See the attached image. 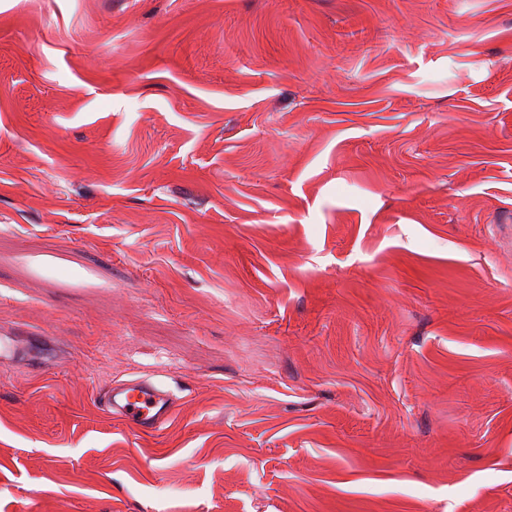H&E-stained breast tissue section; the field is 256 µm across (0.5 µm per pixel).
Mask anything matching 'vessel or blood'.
Instances as JSON below:
<instances>
[{
  "instance_id": "b4317fda",
  "label": "vessel or blood",
  "mask_w": 512,
  "mask_h": 512,
  "mask_svg": "<svg viewBox=\"0 0 512 512\" xmlns=\"http://www.w3.org/2000/svg\"><path fill=\"white\" fill-rule=\"evenodd\" d=\"M25 347H17L14 340L0 338V360L14 361L23 349L38 351L40 366H48L49 351L55 343L50 336H29ZM100 401L114 419L140 433H155L173 416L177 407L176 395L159 383L147 378H135L112 384L101 395Z\"/></svg>"
}]
</instances>
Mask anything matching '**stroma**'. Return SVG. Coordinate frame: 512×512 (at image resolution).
Instances as JSON below:
<instances>
[{"instance_id":"stroma-1","label":"stroma","mask_w":512,"mask_h":512,"mask_svg":"<svg viewBox=\"0 0 512 512\" xmlns=\"http://www.w3.org/2000/svg\"><path fill=\"white\" fill-rule=\"evenodd\" d=\"M0 512H512V0H0ZM178 398L139 434L97 395ZM25 347L24 349L43 350L45 353L52 351L56 348L54 338L52 336H24ZM24 349L17 347L13 339L0 338V358L3 363L15 361V358L24 352ZM37 356L38 364L42 367H48L51 362L47 355Z\"/></svg>"}]
</instances>
